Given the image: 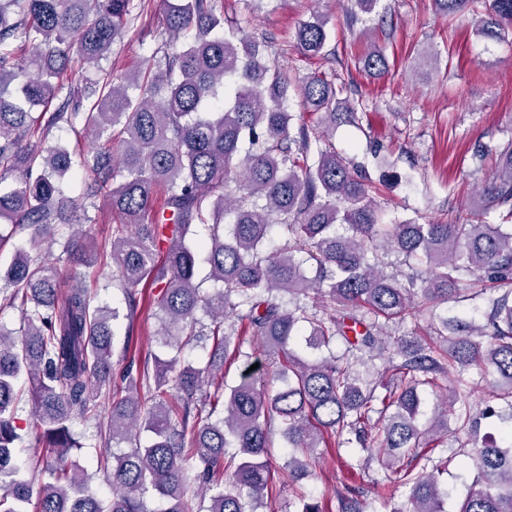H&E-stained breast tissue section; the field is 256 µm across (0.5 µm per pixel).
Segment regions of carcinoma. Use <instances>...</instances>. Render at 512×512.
Segmentation results:
<instances>
[{"mask_svg":"<svg viewBox=\"0 0 512 512\" xmlns=\"http://www.w3.org/2000/svg\"><path fill=\"white\" fill-rule=\"evenodd\" d=\"M434 4L478 18L486 36L512 34V0ZM165 5L173 41L157 66L120 80L101 70L81 86L64 75L111 54L145 0H0V173L14 177L0 191V221L30 241L0 271V299L21 312L19 328L0 323V512H27L33 500L35 512H151L154 493L164 512H258L277 493L275 432L289 448L283 485L315 477L319 448H385L388 466L408 450L398 483L410 508L393 512H445L448 489L419 461L429 442L448 436V413L436 406L425 418L421 407L449 365L479 369L507 408L452 411L458 431L477 432L482 417L502 423L501 441L485 436L475 448L474 480L457 512H512V289L502 288L512 283V224L486 221L496 209L512 219V142L496 151L495 173L461 221L385 224L378 188L329 141L338 124L358 119L347 100L336 111L345 86L319 75L302 81V105L320 120L295 129L288 72L224 17V0ZM327 25L311 14L295 30V48L326 55ZM363 67L386 70L383 51L369 49ZM78 120L92 152L75 155L48 139ZM76 166L87 176L85 199L105 198L117 217L102 254L116 268L126 317L143 303L156 308L159 343L175 351L129 364L126 395L109 411L102 399L112 395L119 311L77 271L90 263L77 204L62 189ZM200 224L210 229L204 241L195 239ZM274 226L286 238L269 251ZM45 241L61 248L67 275L60 258L41 251ZM390 252L425 267L426 277L385 273ZM200 253L212 291L197 282ZM464 273L481 288L461 287ZM485 294L478 316L437 312ZM420 312L435 341L386 331ZM246 335L268 353L264 368L248 371ZM206 341V359L181 360L183 347ZM228 359L245 366L232 386ZM26 394L48 456L83 448L75 419L107 411L105 442L132 445L101 456L110 496L90 491L77 466L46 465L36 488L20 478L13 449ZM336 502L302 497L296 512H365L357 488Z\"/></svg>","mask_w":512,"mask_h":512,"instance_id":"cac0c4a2","label":"carcinoma"}]
</instances>
